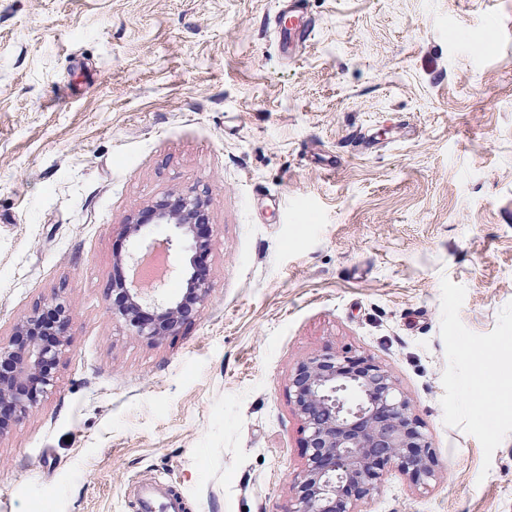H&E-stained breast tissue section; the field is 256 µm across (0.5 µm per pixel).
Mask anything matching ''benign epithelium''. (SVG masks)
Segmentation results:
<instances>
[{
  "label": "benign epithelium",
  "mask_w": 512,
  "mask_h": 512,
  "mask_svg": "<svg viewBox=\"0 0 512 512\" xmlns=\"http://www.w3.org/2000/svg\"><path fill=\"white\" fill-rule=\"evenodd\" d=\"M210 217L206 200L193 191L168 194L139 211L123 225L134 252L158 247L175 251L189 242L188 262L175 261L187 276L177 297L152 295L136 280L114 274L107 295L112 311L137 336L161 341L177 335L208 299L209 240L203 228ZM163 224L170 234L153 237ZM71 311L47 302L20 323L8 342H0V435L35 408L54 378L59 353L69 330ZM290 396L303 421L308 455L294 478L288 512H360V503L378 490L380 473L392 467L427 487L438 478V460L430 437L413 414L391 371L368 357L326 350L300 360L289 380Z\"/></svg>",
  "instance_id": "benign-epithelium-1"
}]
</instances>
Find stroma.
I'll return each mask as SVG.
<instances>
[{"label": "stroma", "instance_id": "35a3bbf8", "mask_svg": "<svg viewBox=\"0 0 512 512\" xmlns=\"http://www.w3.org/2000/svg\"><path fill=\"white\" fill-rule=\"evenodd\" d=\"M0 0V340L63 297L0 512H286L289 394L387 366L440 461L362 512H512V0ZM312 36L282 51L291 18ZM206 195L209 295L155 344L106 286L128 217Z\"/></svg>", "mask_w": 512, "mask_h": 512}]
</instances>
